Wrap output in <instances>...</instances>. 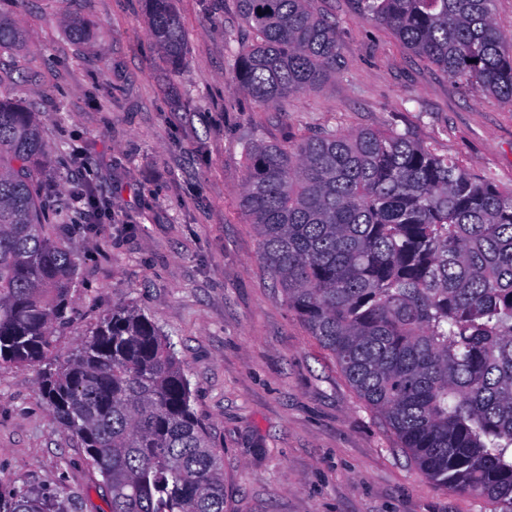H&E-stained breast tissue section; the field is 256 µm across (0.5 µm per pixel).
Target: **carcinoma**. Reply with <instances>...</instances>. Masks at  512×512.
Listing matches in <instances>:
<instances>
[{
  "label": "carcinoma",
  "instance_id": "obj_1",
  "mask_svg": "<svg viewBox=\"0 0 512 512\" xmlns=\"http://www.w3.org/2000/svg\"><path fill=\"white\" fill-rule=\"evenodd\" d=\"M462 88L512 104V36L495 0H357ZM311 0H237L251 38L231 62L275 105L322 86L336 23ZM150 37L173 71L186 55L172 0H147ZM0 15V48L20 41ZM238 201L288 306L436 485L512 512V191L408 134L321 127L288 145L245 143ZM43 119L0 95V366L39 365L71 309L76 251L56 240L37 174ZM176 344L114 307L40 389L102 476L111 512H224L223 458L197 416ZM0 495V512H65Z\"/></svg>",
  "mask_w": 512,
  "mask_h": 512
}]
</instances>
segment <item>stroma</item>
Masks as SVG:
<instances>
[{
    "label": "stroma",
    "mask_w": 512,
    "mask_h": 512,
    "mask_svg": "<svg viewBox=\"0 0 512 512\" xmlns=\"http://www.w3.org/2000/svg\"><path fill=\"white\" fill-rule=\"evenodd\" d=\"M187 57L162 66L143 0H0L25 33L0 50V89L44 118L40 182L58 204L91 183L112 214L59 236L78 253L62 361L119 306L177 343L194 409L224 460V512H489L422 475L275 288L237 207L249 137L292 145L323 126L410 134L512 190V105L462 90L355 0H312L336 24V74L265 106L240 90L236 0H173ZM88 26L73 39L68 24ZM110 512L80 441L60 431L38 370L0 366V492Z\"/></svg>",
    "instance_id": "35a3bbf8"
}]
</instances>
